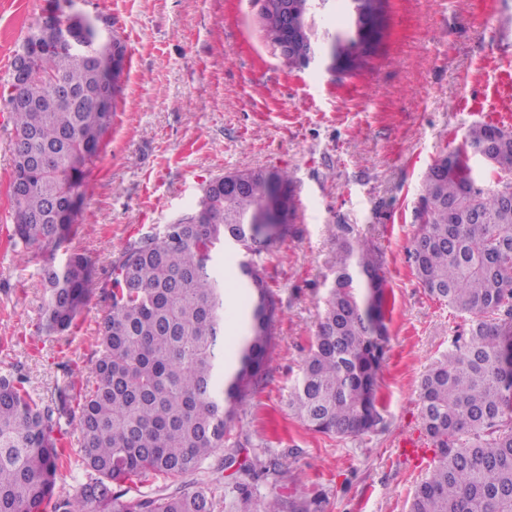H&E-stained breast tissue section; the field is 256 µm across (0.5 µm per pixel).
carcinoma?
I'll return each mask as SVG.
<instances>
[{
  "label": "carcinoma",
  "mask_w": 512,
  "mask_h": 512,
  "mask_svg": "<svg viewBox=\"0 0 512 512\" xmlns=\"http://www.w3.org/2000/svg\"><path fill=\"white\" fill-rule=\"evenodd\" d=\"M73 0L56 4L69 34L94 28L74 19ZM328 0H291L301 17L296 36L312 42L308 18ZM356 30L335 36L334 71L361 70L378 35L384 0H353ZM269 43L277 11L261 13ZM63 84L72 100L56 97ZM120 88L112 64L65 41L45 42L25 80H12L8 101L15 130L8 240L18 256L42 261L47 293L41 329L75 326L95 290L91 261L73 245L76 217L112 125ZM494 187L474 176L476 149ZM241 184L215 176L199 205L158 234L143 235L112 261L110 307L95 331L93 378L61 365L68 380L48 397L21 375H0V512H215L207 486L186 489L218 449L251 444L231 438L230 424L266 373L278 306L265 259L291 233L294 212L288 169L253 170ZM512 131L470 126L453 152L434 162L417 200L424 222L410 251L413 274L431 299L469 316L468 335L423 375L419 418L433 463L414 488L407 512H512ZM205 208L201 222L194 215ZM342 254L324 314L288 408L307 429L342 439L385 428L380 373L388 343L387 280L376 247L350 224L336 225ZM235 252L244 276V334L230 343L224 318V275L212 253ZM67 254L55 264V254ZM80 434L77 461L88 481L72 496L53 490L72 458L67 427ZM263 512H321V501L273 497Z\"/></svg>",
  "instance_id": "cac0c4a2"
}]
</instances>
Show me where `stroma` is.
I'll use <instances>...</instances> for the list:
<instances>
[{
  "label": "stroma",
  "instance_id": "stroma-1",
  "mask_svg": "<svg viewBox=\"0 0 512 512\" xmlns=\"http://www.w3.org/2000/svg\"><path fill=\"white\" fill-rule=\"evenodd\" d=\"M263 0H75L112 20L127 46L123 90L87 203L78 245L97 286L69 335L40 330L46 303L38 266L17 257L0 222V374L21 371L36 393L66 379L58 365L90 373L103 286L129 239L162 231L194 207L212 176L241 170L294 172L293 231L269 254L267 281L281 311L268 377L231 424L246 448H221L188 486L207 483L218 512H235L238 484L255 503L321 498L325 512H406L433 458L418 415L422 376L465 335L466 316L432 300L408 251L413 206L437 159L475 123L512 129V0H385L383 37L363 70H332L330 34H350L351 0H328L314 17L316 59L289 67L264 38ZM51 0H0V86ZM0 95V215H10L14 128ZM350 224L379 249L386 269L389 330L381 394L382 433L339 439L290 416L300 374L340 255L336 227ZM278 481L261 477L271 462Z\"/></svg>",
  "mask_w": 512,
  "mask_h": 512
}]
</instances>
